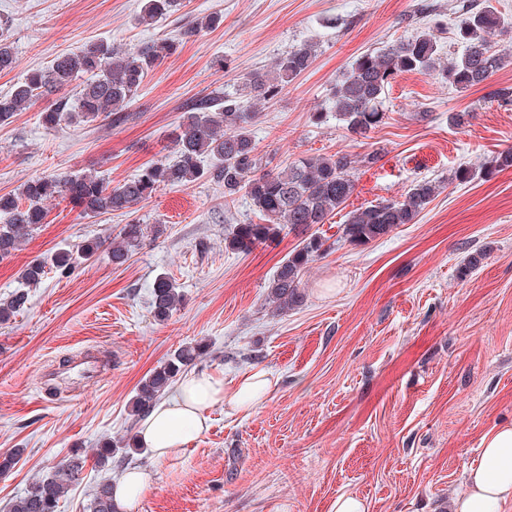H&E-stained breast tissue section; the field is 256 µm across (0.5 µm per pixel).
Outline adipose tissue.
Returning a JSON list of instances; mask_svg holds the SVG:
<instances>
[{
    "instance_id": "1",
    "label": "adipose tissue",
    "mask_w": 512,
    "mask_h": 512,
    "mask_svg": "<svg viewBox=\"0 0 512 512\" xmlns=\"http://www.w3.org/2000/svg\"><path fill=\"white\" fill-rule=\"evenodd\" d=\"M272 382L263 370L241 374L235 388L209 373L183 376L158 401L138 430L141 447L158 461L179 457L186 445L208 427L207 413L222 405L250 415L263 401ZM470 490L453 512H512V425L494 427L482 438V457L469 472Z\"/></svg>"
}]
</instances>
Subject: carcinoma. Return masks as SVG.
Masks as SVG:
<instances>
[{"label":"carcinoma","instance_id":"1","mask_svg":"<svg viewBox=\"0 0 512 512\" xmlns=\"http://www.w3.org/2000/svg\"><path fill=\"white\" fill-rule=\"evenodd\" d=\"M179 0H144L137 21L152 25L172 13ZM512 23L491 0L464 3L454 26L455 37L463 46L460 57L441 63L436 40L438 27L429 26L410 39L356 56L330 92V111L347 131L368 139L386 124L385 91L396 75L419 71L436 73L462 91L487 80L503 68L509 57L497 49L490 35ZM173 44L163 40L138 51H123L100 41L84 47L77 55H60L46 69L29 71L6 96H0V126L16 113L26 110L36 99L66 93L64 101L42 113L48 126L62 121L79 126L107 119L123 111L137 95L148 72L170 54ZM312 48L302 44L279 56L271 70L255 72L243 83L246 99L226 97L197 103L184 113L174 132L176 160L153 163L134 177L112 187L97 171L78 174L56 173L30 178L15 193L0 195V258L12 255L21 243L39 230L46 217L45 205L63 198L82 209L87 217L104 213L131 214L162 185H187L205 174L203 159L213 162L210 175L223 184L224 201L243 196L253 210L264 217L262 223L232 224L224 234V249L249 252L271 243L285 231L304 230L324 224L353 194L355 172L377 164L384 149L363 155L338 152L330 156L300 157L282 169L271 167L272 160L259 150L250 123L261 106L272 100L312 63ZM16 57L7 39L0 35V72L15 67ZM512 167V148L504 150L479 169L461 168L455 174L460 182L488 178L498 170ZM436 182L416 181L403 199L391 200L350 213L343 234L355 245H366L385 236L401 224H413L435 197ZM148 239V225L133 219L123 225L109 245L88 240L76 249H60L47 259L31 261L21 274L29 286H36L47 268L71 271L78 260L89 261L106 249L116 266L124 265ZM326 251L325 242L314 235L301 240L278 266L268 285V299L278 314L301 303L302 275L307 265ZM28 301V293L16 290L0 299V324L12 320ZM182 302L172 279L160 274L151 292L155 319L167 320ZM207 347L196 343L179 348L139 385L132 401V416L148 413L177 377L206 355ZM141 450L135 437L118 447L112 439L101 442L96 464L105 468ZM86 458L74 453L53 471L31 483L24 495L9 504L8 512H57L68 489L83 480ZM90 512H117L113 483L104 479L91 494Z\"/></svg>","mask_w":512,"mask_h":512}]
</instances>
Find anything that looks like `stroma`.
I'll list each match as a JSON object with an SVG mask.
<instances>
[{
  "label": "stroma",
  "mask_w": 512,
  "mask_h": 512,
  "mask_svg": "<svg viewBox=\"0 0 512 512\" xmlns=\"http://www.w3.org/2000/svg\"><path fill=\"white\" fill-rule=\"evenodd\" d=\"M142 0H0V28L17 64L0 72V95L27 70L91 40L136 50L166 38L174 49L148 75L121 120L45 128L48 96L0 126V194L27 179L96 169L118 185L142 167L171 160L173 131L201 99L238 95L244 80L290 48L312 44L311 66L254 119L251 131L273 163L336 152L386 153L359 168L355 190L310 231L328 245L306 268L304 299L273 315L267 287L301 240L283 233L252 252L224 249L229 225L252 217L245 198L224 201L204 176L163 187L139 204L141 223L162 225L130 260L107 253L68 273L48 270L26 308L0 324V457L23 454L0 474V512L73 449L88 457L81 484L58 512H88L93 486L118 478L93 456L105 437L136 435L129 414L139 383L177 349L207 344L194 372L226 384L252 369L275 383L250 417L224 407L175 460L148 451L131 467L148 477L135 512H332L339 495L367 512H449L469 491L468 471L492 427L512 424V168L462 183L512 147V64L461 92L419 72L386 92L388 123L358 139L329 115V94L352 58L410 38L433 21L451 24L460 0H184L153 27L138 25ZM216 14L218 28L194 36L186 23ZM427 120H419L420 111ZM468 113L464 123L452 116ZM440 190L416 223L367 245L343 235L350 212L396 199L417 180ZM41 229L0 260V298L22 285L35 258L87 239L112 238L128 218L85 217L67 200L46 205ZM174 280L181 306L164 322L150 311L159 274ZM109 367L94 385L40 378L93 349Z\"/></svg>",
  "instance_id": "35a3bbf8"
}]
</instances>
